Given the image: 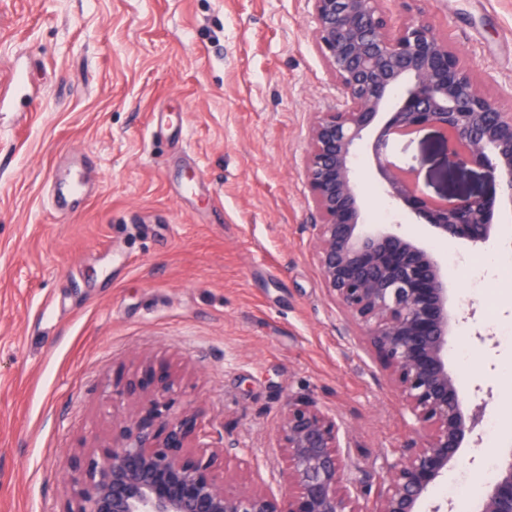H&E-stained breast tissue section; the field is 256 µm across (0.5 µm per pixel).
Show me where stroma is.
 <instances>
[{"label":"stroma","mask_w":512,"mask_h":512,"mask_svg":"<svg viewBox=\"0 0 512 512\" xmlns=\"http://www.w3.org/2000/svg\"><path fill=\"white\" fill-rule=\"evenodd\" d=\"M456 48L484 94L512 110V0H385ZM309 0H0V87L30 96L0 112V512H67L72 457L107 446L132 410L114 403L144 361L178 382L204 440L234 456L279 455L288 398L335 410L350 430L346 477L377 493L413 420L372 347L329 295L313 255L309 129L341 105ZM427 196L479 195L481 168L448 167L438 131L390 142ZM87 158L77 210L48 193L66 155ZM355 177L366 229L439 255L451 307L475 309L448 338L464 397L493 386L506 430L458 452L432 498L472 512L512 444V284L484 256L512 253V206L481 245L446 241L389 197L370 142ZM478 464H471V457Z\"/></svg>","instance_id":"obj_1"}]
</instances>
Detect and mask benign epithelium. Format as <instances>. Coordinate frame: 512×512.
I'll list each match as a JSON object with an SVG mask.
<instances>
[{
  "label": "benign epithelium",
  "mask_w": 512,
  "mask_h": 512,
  "mask_svg": "<svg viewBox=\"0 0 512 512\" xmlns=\"http://www.w3.org/2000/svg\"><path fill=\"white\" fill-rule=\"evenodd\" d=\"M317 47L336 80L342 107L319 112L311 126L305 172L313 251L325 287L380 355L392 387L414 420L392 450L386 484L367 508V492L345 478L350 434L335 411L310 398L290 399L277 426L285 465L248 453L237 467L266 468L279 485L226 489L215 467L224 452L200 443L199 414L173 410L175 380L145 363L118 397L135 410L99 453L69 466L68 512H453L430 500L465 443L479 436L485 405L470 407L448 372L451 327L474 317L448 309V273L410 237L361 228L363 198L353 166L360 143L372 152L387 194L442 238L487 242L497 202L512 205V112L483 94L448 40L423 20L396 27L383 0H310ZM438 129L447 164L484 170L477 196L430 198L414 170L385 156L393 136ZM477 512H512V449L482 484Z\"/></svg>",
  "instance_id": "1"
}]
</instances>
